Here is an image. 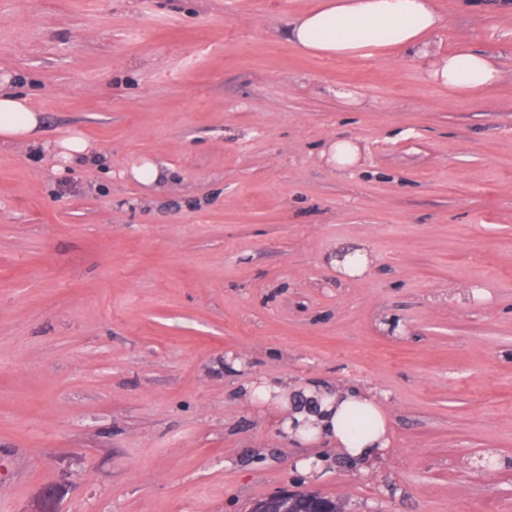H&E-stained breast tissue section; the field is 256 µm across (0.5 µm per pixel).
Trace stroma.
<instances>
[{
    "mask_svg": "<svg viewBox=\"0 0 512 512\" xmlns=\"http://www.w3.org/2000/svg\"><path fill=\"white\" fill-rule=\"evenodd\" d=\"M433 2L485 93L301 51L315 0H0V94L41 123L0 142V512H512V6ZM265 378L382 395L389 448L291 440ZM47 149L56 154L65 165H71L90 155L88 142L77 132H73L54 144H48ZM330 160L335 161L336 168L346 170L357 157V147L348 140H338L331 144L328 150ZM368 262V256L361 249L336 254L335 258L330 259V263L336 267L339 274L347 277L361 275L367 269Z\"/></svg>",
    "mask_w": 512,
    "mask_h": 512,
    "instance_id": "35a3bbf8",
    "label": "stroma"
}]
</instances>
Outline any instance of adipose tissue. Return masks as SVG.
I'll list each match as a JSON object with an SVG mask.
<instances>
[{"label":"adipose tissue","mask_w":512,"mask_h":512,"mask_svg":"<svg viewBox=\"0 0 512 512\" xmlns=\"http://www.w3.org/2000/svg\"><path fill=\"white\" fill-rule=\"evenodd\" d=\"M442 24L433 0H318L294 21L290 39L313 55L374 57L393 48L417 56ZM428 75L440 87L474 93L500 79L497 66L470 48L431 60ZM38 128L39 116L26 99L0 96V140H34ZM274 393L288 413L284 429L292 440L329 442L342 456L361 462L372 460L390 444L382 399L369 390L266 381L254 391L261 399ZM299 395L315 400L316 410L298 408Z\"/></svg>","instance_id":"obj_1"}]
</instances>
